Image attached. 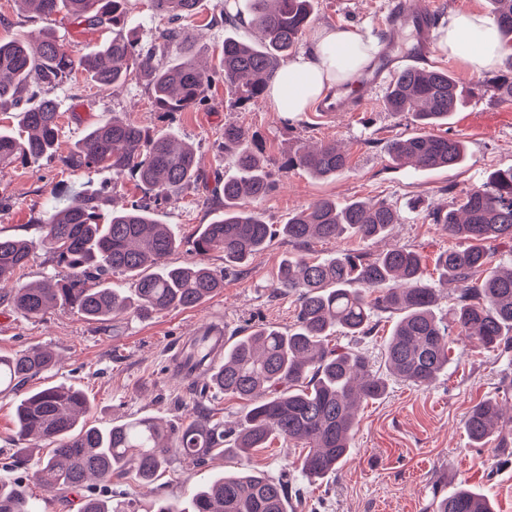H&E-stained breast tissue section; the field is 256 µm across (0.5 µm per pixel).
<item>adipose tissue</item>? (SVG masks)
<instances>
[{
    "label": "adipose tissue",
    "instance_id": "ef3b65f1",
    "mask_svg": "<svg viewBox=\"0 0 512 512\" xmlns=\"http://www.w3.org/2000/svg\"><path fill=\"white\" fill-rule=\"evenodd\" d=\"M440 46L470 74L498 68L505 57L497 25L479 12H457L438 32ZM370 39L352 28L323 27L306 51L288 61L267 87L274 108L292 118L336 86L352 83L372 59Z\"/></svg>",
    "mask_w": 512,
    "mask_h": 512
}]
</instances>
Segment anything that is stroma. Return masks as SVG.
Returning a JSON list of instances; mask_svg holds the SVG:
<instances>
[{
  "label": "stroma",
  "instance_id": "stroma-1",
  "mask_svg": "<svg viewBox=\"0 0 512 512\" xmlns=\"http://www.w3.org/2000/svg\"><path fill=\"white\" fill-rule=\"evenodd\" d=\"M387 5L388 0H315L312 26H353L379 38L384 34ZM228 7L241 14L242 22L234 31L242 39L258 36L248 24L245 0H200L197 14L186 25L197 36L193 55L204 67L217 65L224 38L233 31L222 22ZM48 32L76 55L112 35L105 25L79 26L62 13L36 17L20 10L14 0H0V39L21 37L33 43ZM428 64L462 78L469 92L447 125L448 133L467 147L465 161L454 169L426 171L392 163L389 141L417 133L420 127L411 115L387 111L380 92L361 112L326 118L311 110L286 122L270 99L244 108L224 85L216 84L209 88L205 106L167 114L156 107L143 80L101 91L84 71H74L49 91L62 114L53 154L21 159L0 169V199L5 202L0 208V235L28 241L31 257L22 280L40 282L54 272L39 228L49 201L64 206L76 195L104 185L109 188L102 205L106 211L149 199L143 187L115 178L109 170L64 165V157L86 128L118 116L154 135L175 131L194 147L201 172L211 178L231 166L222 137L225 123L233 122L248 132L250 147L264 156L276 179L275 190L253 203L268 223H286L293 213L321 198L341 204L382 200L399 214L387 238L315 240L304 248L306 257L320 259L353 249L373 258L392 247H406L422 255L429 282L437 283L435 260L455 241L433 223L432 216L458 207L490 173L512 166V102L494 100L482 76L465 73L434 35L429 38ZM326 142L349 154V167L343 173L321 179L306 170L288 168V157L297 147ZM217 204L212 185L198 183L170 197L155 215L187 237L211 221ZM293 251L287 241L275 240L245 267L229 273L224 270L223 254L206 255L201 258L204 263L226 274L223 293L193 308L143 318L128 313L94 321L68 307L30 318L0 305V354L32 346L51 349L57 365L30 380L24 391L57 385L82 391L89 402L85 422L90 427L109 428L139 417L178 424L195 417L201 404L218 409L225 424L233 425L243 411L242 403L191 391L189 379L172 371L174 347L212 324L228 340L250 322L284 332L294 329L296 297L282 292L277 282L282 258ZM454 293V285H438V317H447ZM509 380L512 352L492 351L460 335L454 339L447 372L431 386L418 388L389 378L383 398L361 404L352 452L337 474L315 482L302 479L292 467L300 447L280 441L254 452L252 465L271 478L285 474L300 483L303 492L293 499L292 512H431L434 489L459 484L487 494L496 512H512V446L500 450L494 436L477 447L464 430L468 409L488 398L501 399L502 384ZM20 394L0 393V481L24 487L38 512H80L82 492L62 496L34 479L36 460L15 437ZM236 468L229 456H213L198 467L176 459L153 484L145 486L127 477L114 482L111 490L120 498L144 504L160 497L185 504L196 487Z\"/></svg>",
  "mask_w": 512,
  "mask_h": 512
}]
</instances>
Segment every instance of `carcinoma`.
<instances>
[{"instance_id":"carcinoma-1","label":"carcinoma","mask_w":512,"mask_h":512,"mask_svg":"<svg viewBox=\"0 0 512 512\" xmlns=\"http://www.w3.org/2000/svg\"><path fill=\"white\" fill-rule=\"evenodd\" d=\"M23 11L50 17L60 12L76 24H112V38L78 57L52 34L32 46L22 38L0 40V108H18V127L0 130V168L20 158H39L55 146L60 113L46 90L80 69L102 91L132 78L146 81L159 110L198 108L205 89L222 83L241 106L262 100L270 80L297 50L313 20L314 0H252L251 25L258 42L224 38L219 66L206 71L192 62L195 41L182 22L200 0H152L167 21L154 41L139 43L131 27L129 0H16ZM490 14L508 53L499 74L487 82L491 97L512 101V0H489ZM464 98L463 83L446 69L400 70L385 95L390 112H410L424 133L389 144L392 161L427 169L454 168L464 156L460 140L429 129L448 124ZM224 149L232 152L238 175L224 178V210L188 238H178L153 217L146 204L104 215L100 194L81 195L51 207L41 220L42 242L58 271L36 285L21 282L31 250L23 239L0 236V303L39 318L70 306L89 320L105 321L128 309L142 317L193 308L224 290V275L201 262L167 263L185 249L198 255L224 254V267L246 265L277 238L296 245L312 239L387 237L399 215L384 201L353 200L338 206L317 200L286 224H269L249 203L267 196L273 181L265 161L246 144V132L224 125ZM73 168H107L165 200L200 180L192 147L172 134L151 136L133 122L114 118L88 128L65 160ZM349 166L332 143L301 147L288 168L331 178ZM448 236L461 241L439 254L435 266L445 281L458 283L452 323L438 318L436 288L427 283L423 257L394 247L373 259L342 252L321 260L302 255L282 259L280 287L296 295L297 324L282 332L249 325L211 368L210 383L247 403L239 423L224 428L211 408L188 422L165 427L134 418L108 430L87 428L81 418L88 401L63 385L25 395L16 406L18 440L53 444L37 462V481L48 490H79L90 479L108 488L133 473L152 483L172 458L200 465L213 455L241 460L233 474L219 477L191 497V512H288L299 489L284 474L274 480L247 464L251 451L276 438L304 445L294 461L307 480L335 474L347 460L357 426L355 410L382 397L386 380L370 358L354 347L332 343L334 333L368 336L378 313L399 315L383 347L389 373L412 386L431 385L452 361V327L492 350L512 349V264H491L488 243L512 244V167L493 172L471 189L459 207L433 217ZM135 278L134 298L106 282L112 272ZM56 365L52 352L37 348L0 355V389L19 391ZM502 412L493 399L475 404L464 428L477 446L499 428ZM0 512H35L19 486L0 483ZM81 512H138L130 501L107 495L83 497ZM432 512H494L491 499L467 487L435 491Z\"/></svg>"}]
</instances>
